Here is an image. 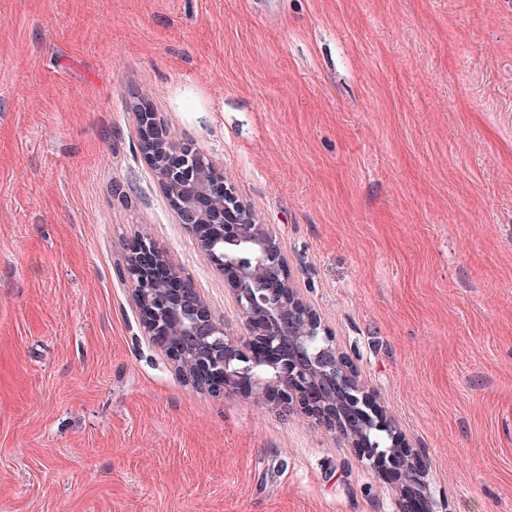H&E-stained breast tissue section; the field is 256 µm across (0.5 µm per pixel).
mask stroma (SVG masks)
<instances>
[{
    "label": "stroma",
    "mask_w": 512,
    "mask_h": 512,
    "mask_svg": "<svg viewBox=\"0 0 512 512\" xmlns=\"http://www.w3.org/2000/svg\"><path fill=\"white\" fill-rule=\"evenodd\" d=\"M135 96L276 237L437 512H512V0H0V512L397 510L335 434L144 336L143 234L246 330Z\"/></svg>",
    "instance_id": "35a3bbf8"
}]
</instances>
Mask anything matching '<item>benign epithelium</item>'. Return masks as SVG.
Wrapping results in <instances>:
<instances>
[{
    "label": "benign epithelium",
    "mask_w": 512,
    "mask_h": 512,
    "mask_svg": "<svg viewBox=\"0 0 512 512\" xmlns=\"http://www.w3.org/2000/svg\"><path fill=\"white\" fill-rule=\"evenodd\" d=\"M139 147L164 191L177 223L230 284L244 319L249 343L224 330L196 284H175L177 270L152 241L143 240L128 256L125 274L134 285L144 334L161 348L196 389L213 394L244 391L273 397L283 411H301L341 436L369 467L387 470L400 481L398 512H416L415 502L432 503L426 471L391 418L377 408L350 358L337 350L320 318L293 286L279 243L256 222L250 208L224 179V171L191 143L175 146L141 97L129 102ZM212 224L216 235L202 227ZM246 242L257 258H222V242ZM185 327L169 340L172 319ZM387 434L390 447L375 437Z\"/></svg>",
    "instance_id": "obj_1"
}]
</instances>
